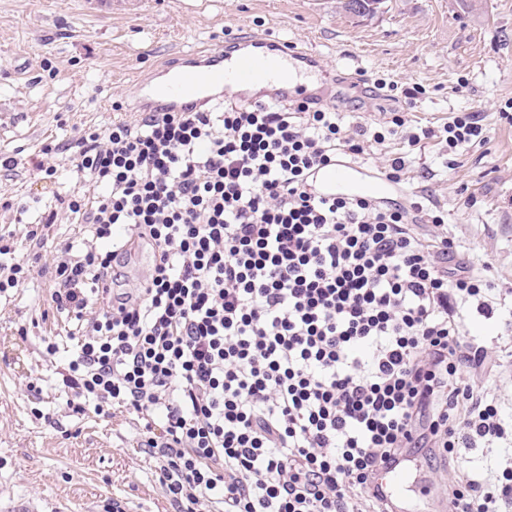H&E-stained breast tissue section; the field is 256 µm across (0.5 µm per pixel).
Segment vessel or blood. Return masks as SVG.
Listing matches in <instances>:
<instances>
[{"label":"vessel or blood","mask_w":512,"mask_h":512,"mask_svg":"<svg viewBox=\"0 0 512 512\" xmlns=\"http://www.w3.org/2000/svg\"><path fill=\"white\" fill-rule=\"evenodd\" d=\"M305 56V50L294 43L251 34L202 51L176 54L158 64L155 72L138 76L132 93L146 112H185L224 97L246 102L264 95L303 100L314 92L292 74L291 66ZM310 182L326 198H376L391 187L384 176L340 153L313 170Z\"/></svg>","instance_id":"b4317fda"}]
</instances>
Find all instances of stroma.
I'll return each instance as SVG.
<instances>
[{
  "mask_svg": "<svg viewBox=\"0 0 512 512\" xmlns=\"http://www.w3.org/2000/svg\"><path fill=\"white\" fill-rule=\"evenodd\" d=\"M243 32L268 33L316 51L324 63L347 62L366 78L422 85L409 126H443L474 107L485 115L486 144L449 155L427 141L402 190L429 185L448 212L447 232L460 251L488 262L490 277L512 289V125L497 109L512 98V0H486L482 12L458 0H385L381 13L359 21L340 0H0V153L14 171L0 172V234L13 233L17 258L28 261L23 287L0 296V503L25 497L67 512H174L141 451L144 423L127 413L97 416L69 406L62 373L75 348L70 323L51 303V276L61 249L81 243L83 225L66 208L72 192L94 194L67 154L42 155L48 143L78 138L113 119L135 120V75L165 56L221 44ZM467 79L465 93L456 90ZM56 166L43 185L37 162ZM478 202L467 209L463 200ZM32 199L28 212L6 199ZM53 215L42 247L24 233L42 213ZM467 335L483 341L493 370L467 382L498 398L512 426V358L497 348L494 320L465 317ZM56 343L48 355L47 343ZM420 482L414 512H448L446 463L416 454Z\"/></svg>",
  "mask_w": 512,
  "mask_h": 512,
  "instance_id": "1",
  "label": "stroma"
}]
</instances>
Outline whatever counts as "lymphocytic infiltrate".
I'll return each mask as SVG.
<instances>
[{
  "label": "lymphocytic infiltrate",
  "mask_w": 512,
  "mask_h": 512,
  "mask_svg": "<svg viewBox=\"0 0 512 512\" xmlns=\"http://www.w3.org/2000/svg\"><path fill=\"white\" fill-rule=\"evenodd\" d=\"M367 90L401 113L348 129L333 103L222 100L42 149L69 152L102 190L67 202L88 238L55 266L52 301L78 336L62 382L96 415L144 420L176 512H393L378 470L512 436L499 401L462 378L489 361L461 329L474 304L510 338L512 310L495 311V282L441 234L431 190L381 205L309 183L336 152L399 136L423 92L383 78ZM401 138L381 169L396 184L422 142L456 153L487 126L473 110ZM139 244L150 278L103 289L122 277L118 250ZM448 499L450 512H512V454Z\"/></svg>",
  "instance_id": "f902f5d3"
}]
</instances>
